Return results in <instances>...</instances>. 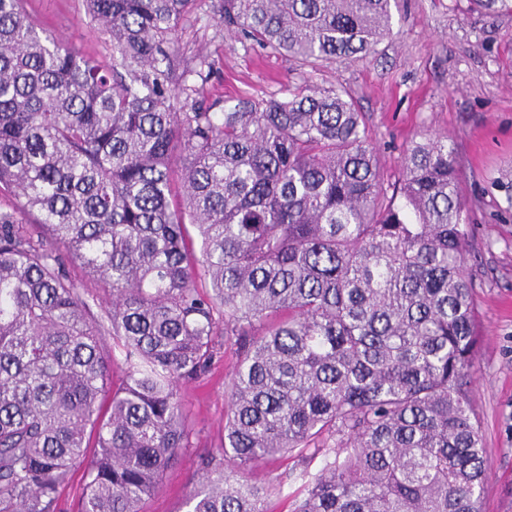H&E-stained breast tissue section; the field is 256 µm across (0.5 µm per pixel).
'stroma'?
Here are the masks:
<instances>
[{
    "mask_svg": "<svg viewBox=\"0 0 512 512\" xmlns=\"http://www.w3.org/2000/svg\"><path fill=\"white\" fill-rule=\"evenodd\" d=\"M200 0L181 24L179 51L207 56L211 71L199 98L281 95L300 84L341 86L370 116L384 176L395 180L413 139L444 132L457 153L464 197L476 207L466 226L467 272L474 282L478 349L471 367L472 396L486 448L482 512H512V211L495 183L512 165V15L486 16L469 0H404L392 35L375 55L329 65L292 58L229 37ZM27 12L79 52L106 62L108 36L92 25L82 0H27ZM235 346L220 347L209 372L181 385L192 448L181 453L142 512H187L186 499L213 469L224 439ZM321 459L262 460L254 478L285 475L269 512H292L303 494L298 474L318 471Z\"/></svg>",
    "mask_w": 512,
    "mask_h": 512,
    "instance_id": "1",
    "label": "stroma"
}]
</instances>
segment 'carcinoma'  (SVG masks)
I'll list each match as a JSON object with an SVG mask.
<instances>
[{"instance_id":"carcinoma-1","label":"carcinoma","mask_w":512,"mask_h":512,"mask_svg":"<svg viewBox=\"0 0 512 512\" xmlns=\"http://www.w3.org/2000/svg\"><path fill=\"white\" fill-rule=\"evenodd\" d=\"M199 0H84L112 62L81 55L0 0V512H54L83 471L81 512H140L192 447L177 387L217 337L236 346L224 466L188 512H480L483 437L466 272L470 203L442 134L385 183L348 91L194 107L205 58L178 57ZM512 14V0H470ZM398 0H216L224 30L306 65L368 57ZM112 289L102 320L72 277ZM303 466H307L312 473H315L322 466L321 458H308L305 462L298 461V458L294 457L262 460L252 468L249 475L257 479L263 478L270 471L284 476V487L278 495L271 498L269 512H291L295 500L304 493L302 482L297 479ZM287 474L288 478H285Z\"/></svg>"}]
</instances>
